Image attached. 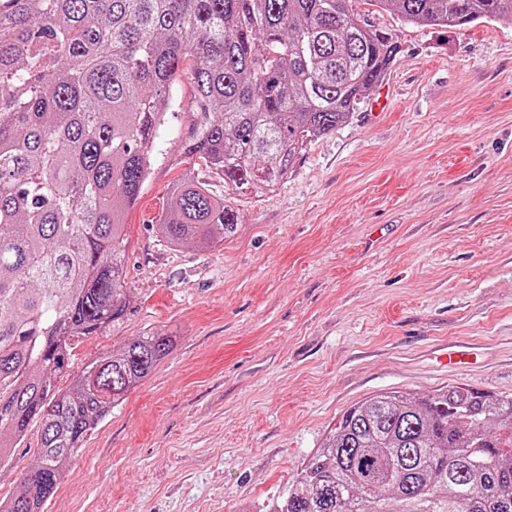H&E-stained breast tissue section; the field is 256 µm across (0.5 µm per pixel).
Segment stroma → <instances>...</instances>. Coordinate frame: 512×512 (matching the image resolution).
<instances>
[{"mask_svg": "<svg viewBox=\"0 0 512 512\" xmlns=\"http://www.w3.org/2000/svg\"><path fill=\"white\" fill-rule=\"evenodd\" d=\"M400 53L348 121L278 188L246 192L232 235L157 231L198 115L189 76L127 217L124 313L76 343L57 387L100 352L161 333L172 352L86 439L45 512H266L352 405L451 385L512 396V25L403 23L357 0ZM451 343L472 363L438 362ZM31 423L0 498L34 460Z\"/></svg>", "mask_w": 512, "mask_h": 512, "instance_id": "obj_1", "label": "stroma"}]
</instances>
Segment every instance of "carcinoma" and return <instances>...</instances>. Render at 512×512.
Masks as SVG:
<instances>
[{"label":"carcinoma","instance_id":"carcinoma-1","mask_svg":"<svg viewBox=\"0 0 512 512\" xmlns=\"http://www.w3.org/2000/svg\"><path fill=\"white\" fill-rule=\"evenodd\" d=\"M358 0H0V466L31 421L36 461L0 512H44L88 434L171 352L139 336L66 390L73 341L120 316L126 216L167 87L190 62L201 115L182 153L235 194L276 189L400 53ZM406 23L512 24V0H372ZM235 208L186 173L158 233L212 246ZM268 512H512V397L450 386L348 408Z\"/></svg>","mask_w":512,"mask_h":512}]
</instances>
